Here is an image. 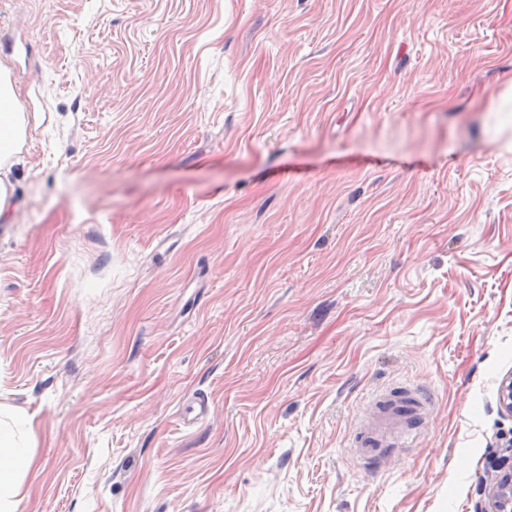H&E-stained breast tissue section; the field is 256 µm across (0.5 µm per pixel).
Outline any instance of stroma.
Listing matches in <instances>:
<instances>
[{
    "label": "stroma",
    "instance_id": "stroma-1",
    "mask_svg": "<svg viewBox=\"0 0 512 512\" xmlns=\"http://www.w3.org/2000/svg\"><path fill=\"white\" fill-rule=\"evenodd\" d=\"M0 64L20 512H472L512 432V0H0ZM415 390L413 446L359 458ZM28 119L18 99L6 68L0 67V224L15 222L16 205L12 202L14 185L8 177L11 167L20 162Z\"/></svg>",
    "mask_w": 512,
    "mask_h": 512
}]
</instances>
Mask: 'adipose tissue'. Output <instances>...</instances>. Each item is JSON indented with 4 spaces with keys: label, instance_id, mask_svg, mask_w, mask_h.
Instances as JSON below:
<instances>
[{
    "label": "adipose tissue",
    "instance_id": "1",
    "mask_svg": "<svg viewBox=\"0 0 512 512\" xmlns=\"http://www.w3.org/2000/svg\"><path fill=\"white\" fill-rule=\"evenodd\" d=\"M27 125L9 73L0 67V224L15 221L14 186L8 174L20 160ZM34 465V450L20 429L0 419V512H18L27 495L25 477Z\"/></svg>",
    "mask_w": 512,
    "mask_h": 512
}]
</instances>
